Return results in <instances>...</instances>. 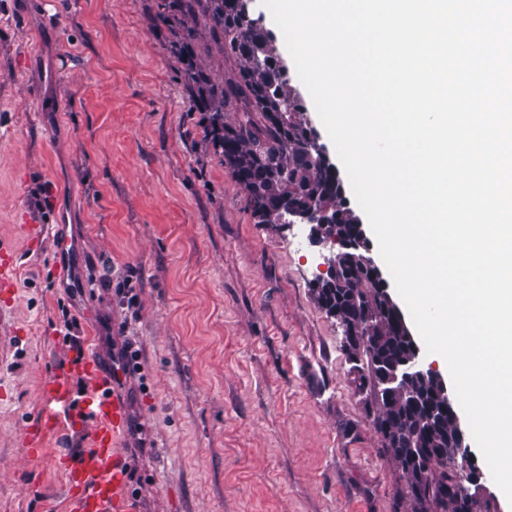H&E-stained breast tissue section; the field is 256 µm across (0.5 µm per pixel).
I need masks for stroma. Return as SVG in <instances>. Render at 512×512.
I'll return each instance as SVG.
<instances>
[{"mask_svg": "<svg viewBox=\"0 0 512 512\" xmlns=\"http://www.w3.org/2000/svg\"><path fill=\"white\" fill-rule=\"evenodd\" d=\"M158 4L0 0V241L21 284L0 305V512H69L63 458L89 434L67 425L32 452L21 435L73 350L127 340L145 512H391L400 473L312 293L323 249L307 225L257 223L204 151ZM21 209L66 225L112 287L60 283Z\"/></svg>", "mask_w": 512, "mask_h": 512, "instance_id": "stroma-1", "label": "stroma"}]
</instances>
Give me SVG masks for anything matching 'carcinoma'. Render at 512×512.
Returning a JSON list of instances; mask_svg holds the SVG:
<instances>
[{
  "label": "carcinoma",
  "instance_id": "cac0c4a2",
  "mask_svg": "<svg viewBox=\"0 0 512 512\" xmlns=\"http://www.w3.org/2000/svg\"><path fill=\"white\" fill-rule=\"evenodd\" d=\"M160 8L157 19L173 32L171 52L182 64L183 84L205 114L207 145L247 192L257 223H270L280 208H325L336 236L356 240L357 221L340 181L307 149L303 102L263 23L241 0H161ZM204 31L223 54L210 67L198 62L208 52ZM227 64L233 66L229 77ZM228 112L236 117L225 120ZM313 291L323 312L351 331L341 341L345 361L353 362L348 374L381 448L401 471L393 512H472L471 502L456 494L454 416L440 409L438 380L412 377L402 394L385 385L413 350L383 282L358 250L342 247L336 271Z\"/></svg>",
  "mask_w": 512,
  "mask_h": 512
}]
</instances>
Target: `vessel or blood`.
<instances>
[{
    "label": "vessel or blood",
    "instance_id": "obj_1",
    "mask_svg": "<svg viewBox=\"0 0 512 512\" xmlns=\"http://www.w3.org/2000/svg\"><path fill=\"white\" fill-rule=\"evenodd\" d=\"M17 229L30 245L52 239L57 257L56 271L68 275V260L79 249L61 225L43 224L27 211H18ZM18 256L15 249L0 243V296L13 298L18 291ZM85 378L81 392H74L72 376ZM123 374L112 359L90 353L70 355L65 371L43 389L42 412L38 427L23 435L21 445L33 451L39 448L45 432L64 425L90 427L91 449L76 457L65 474L70 490L71 512H140L139 497L128 478L123 451L130 419L129 403L118 381Z\"/></svg>",
    "mask_w": 512,
    "mask_h": 512
}]
</instances>
